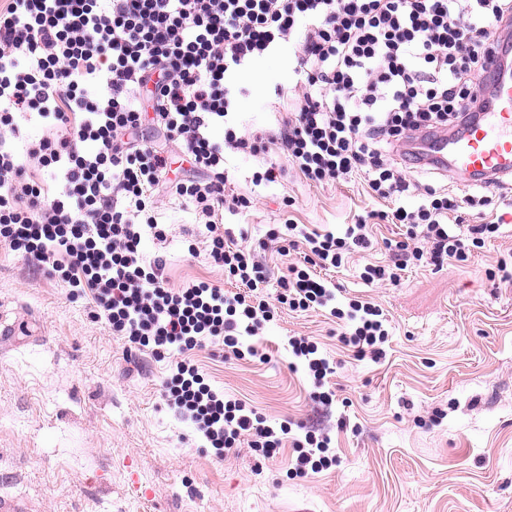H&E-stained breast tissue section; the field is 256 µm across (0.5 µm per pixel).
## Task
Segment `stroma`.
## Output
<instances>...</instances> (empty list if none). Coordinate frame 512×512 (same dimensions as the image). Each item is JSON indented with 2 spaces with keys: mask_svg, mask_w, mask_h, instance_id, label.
<instances>
[{
  "mask_svg": "<svg viewBox=\"0 0 512 512\" xmlns=\"http://www.w3.org/2000/svg\"><path fill=\"white\" fill-rule=\"evenodd\" d=\"M298 48L284 43L241 73V131L275 129L291 107ZM227 159L231 189L255 201L217 221L245 234L274 281L287 260L265 240L270 225L334 231L387 207L357 179L314 186L290 173L257 186L259 158ZM160 220L167 240L145 241L144 256L164 258L170 286L206 279L228 288L194 213L166 201ZM509 251L510 214L500 237L467 261L408 269L395 286L360 277L365 262L383 258L378 247L327 271L343 296L384 310L379 363L340 352L335 323L319 311L283 312L250 337L263 363L194 351L227 397L271 424L302 421L332 438L336 466L300 477L289 472L288 446L265 458L243 441L216 458L162 401L167 362L129 350L91 318V294L69 297L0 243V309L17 326L0 340V499L20 512H512V281L489 278ZM291 336L312 337L334 362L332 405L312 401L311 381L291 370Z\"/></svg>",
  "mask_w": 512,
  "mask_h": 512,
  "instance_id": "35a3bbf8",
  "label": "stroma"
}]
</instances>
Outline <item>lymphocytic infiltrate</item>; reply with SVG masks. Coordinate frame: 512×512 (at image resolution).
Returning a JSON list of instances; mask_svg holds the SVG:
<instances>
[{
	"mask_svg": "<svg viewBox=\"0 0 512 512\" xmlns=\"http://www.w3.org/2000/svg\"><path fill=\"white\" fill-rule=\"evenodd\" d=\"M502 28L512 29V0H0V242L69 292L91 291L93 316L113 335L169 360L164 401L216 453L244 438L267 457L287 442L295 474L329 469L330 437L295 432L288 421L269 425L207 382L191 354L213 344L256 356L244 337L283 307L328 310L343 349L384 358L382 309L361 297L337 304L336 286L322 276L369 248L372 227L363 217L338 232L273 225L267 238L281 254L304 253L268 295L252 249L215 221L221 209L253 204L228 191L226 154L277 147L286 162L255 173L258 185L290 170L316 184L363 178L390 204L379 219L403 229L385 240L386 263L364 266L367 283L394 286L408 266L466 261L499 236L501 222L465 223L445 189L409 184L401 160L412 143L487 110L476 83L488 78ZM295 37L304 90L293 110L276 135L239 134L234 75ZM24 120L49 134L20 154ZM149 121L170 148L130 142ZM177 160L192 177L168 179ZM165 198L202 221L209 256L236 291L203 280L169 287L163 258L144 260L145 239L167 237L157 220ZM288 350L291 369L332 403L325 381L334 369L317 342L292 336Z\"/></svg>",
	"mask_w": 512,
	"mask_h": 512,
	"instance_id": "obj_1",
	"label": "lymphocytic infiltrate"
}]
</instances>
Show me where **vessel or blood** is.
Returning <instances> with one entry per match:
<instances>
[{
    "mask_svg": "<svg viewBox=\"0 0 512 512\" xmlns=\"http://www.w3.org/2000/svg\"><path fill=\"white\" fill-rule=\"evenodd\" d=\"M500 61L489 79L496 103L461 131L439 135L425 145V156L441 168L472 175L496 173L512 176V65L503 48H496Z\"/></svg>",
    "mask_w": 512,
    "mask_h": 512,
    "instance_id": "obj_1",
    "label": "vessel or blood"
}]
</instances>
